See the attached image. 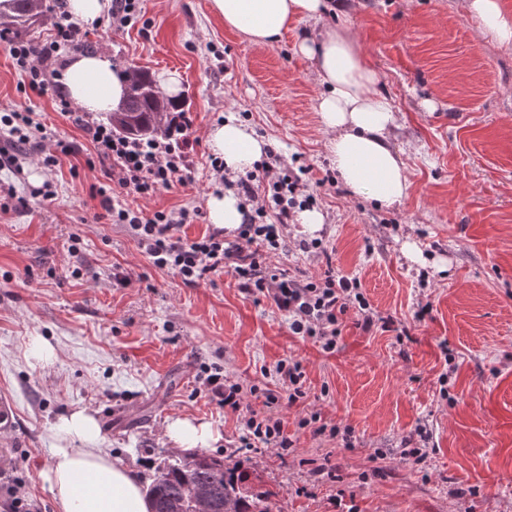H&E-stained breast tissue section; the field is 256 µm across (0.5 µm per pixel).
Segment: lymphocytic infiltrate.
<instances>
[{"instance_id": "1", "label": "lymphocytic infiltrate", "mask_w": 512, "mask_h": 512, "mask_svg": "<svg viewBox=\"0 0 512 512\" xmlns=\"http://www.w3.org/2000/svg\"><path fill=\"white\" fill-rule=\"evenodd\" d=\"M79 35V28L62 13L56 17L49 40L36 46L22 40L9 43L13 62L24 73L29 88L39 93L53 91L64 112L70 111L71 103L63 93L55 62L62 51L75 47ZM79 121L99 164L110 166L117 175L116 186L97 189L109 220L127 227L155 267L173 271L189 287L199 286L211 273L231 272L243 294L269 299L287 315L292 335L311 340L327 355L338 351L344 318L350 313L355 314L363 331L377 327L400 338L407 336L406 328L396 327L392 317L374 310L357 277L341 274L331 266L312 276L303 271L293 274L271 264V257L288 247L284 230L294 211L315 201L314 195L303 191L308 167L281 166L274 148H267L254 170L231 183L242 207L235 238L212 230L187 240L179 231L198 218V210H158L146 216L127 207L116 194L121 191L150 198L188 172L193 127L189 113H170L165 135L152 140L117 133L111 123L87 115L80 116ZM0 134L14 144L40 149L52 140L32 112L19 109L0 113ZM271 378L272 386H251V394L261 398L263 409L250 411L245 425L249 440L287 451L293 442L284 435L274 411L281 402L292 405L306 397L305 371L301 362L283 359L273 368Z\"/></svg>"}]
</instances>
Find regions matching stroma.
<instances>
[{"label": "stroma", "instance_id": "35a3bbf8", "mask_svg": "<svg viewBox=\"0 0 512 512\" xmlns=\"http://www.w3.org/2000/svg\"><path fill=\"white\" fill-rule=\"evenodd\" d=\"M346 3L377 89L398 111L390 141L411 182L398 207H377L341 181L319 186L335 167L316 63L297 49L306 23L261 46L225 28L210 0H143L142 22L115 31L103 17L80 42L128 75L177 72L194 119L190 181L125 204L147 214L195 207L201 215L182 235L211 230L205 210L219 182L206 131L226 113L244 115L283 165L308 166L307 190L324 215L320 251L299 250L307 233L293 223L290 251L272 264L359 276L374 309L409 339L364 332L350 314L339 350L325 355L291 335L268 299L243 295L232 274L190 288L156 268L106 217L92 189L111 178L86 154L50 169L34 158L0 168V403L10 409L0 487L20 486L40 512H55L39 477L56 445L52 427L86 408L101 449L144 481L179 455L163 430L186 416L211 425L208 454L276 492L274 512H512V43L485 36L463 0ZM15 108L34 112L54 138L87 141L52 92L28 88L0 39V109ZM47 182L52 196H37ZM408 242L423 263L409 259ZM117 272L130 286L113 284ZM424 305L430 316L416 320ZM36 337L53 347L51 360L30 358ZM286 358L301 361L308 387L304 401L276 410L294 446L245 447L242 414L211 401L202 370L221 367L247 389ZM312 411L350 428L352 448L301 428ZM419 428L428 458L418 465L401 450ZM324 463L328 472L316 474Z\"/></svg>", "mask_w": 512, "mask_h": 512}]
</instances>
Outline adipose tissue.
<instances>
[{"label": "adipose tissue", "instance_id": "ef3b65f1", "mask_svg": "<svg viewBox=\"0 0 512 512\" xmlns=\"http://www.w3.org/2000/svg\"><path fill=\"white\" fill-rule=\"evenodd\" d=\"M467 12L499 43L512 42V21L498 0H465ZM212 12L225 28L238 31L252 43L278 40L294 22L312 26L298 50L314 59L326 87L318 101L320 122L331 139L334 166L348 189L384 206L403 203L411 183L406 167L392 148L389 133L397 124L390 99L376 89L378 75L347 24L342 0H211ZM70 98L91 112L112 111L122 100L127 77L103 53L82 55L65 71ZM207 141L224 158L229 172L243 173L259 161L264 143L235 116L211 126ZM58 443L41 478L49 487L55 512H150L141 483L128 465L98 446L100 430L93 414L73 410L54 427ZM174 445L205 448L214 439L210 424L176 417L165 427ZM81 447H72V440Z\"/></svg>", "mask_w": 512, "mask_h": 512}]
</instances>
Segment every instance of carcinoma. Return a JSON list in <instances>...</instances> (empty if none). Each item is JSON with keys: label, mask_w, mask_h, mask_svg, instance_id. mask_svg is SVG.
Here are the masks:
<instances>
[{"label": "carcinoma", "mask_w": 512, "mask_h": 512, "mask_svg": "<svg viewBox=\"0 0 512 512\" xmlns=\"http://www.w3.org/2000/svg\"><path fill=\"white\" fill-rule=\"evenodd\" d=\"M39 9V0H0V25L23 26L39 15ZM174 105L176 101L161 93L149 73L139 72L107 120L124 134L154 137L164 132L160 119ZM197 486L209 489L211 512H271L276 496L256 489L249 473L196 453L164 462L147 485L146 497L152 512H194L190 492Z\"/></svg>", "instance_id": "cac0c4a2"}]
</instances>
